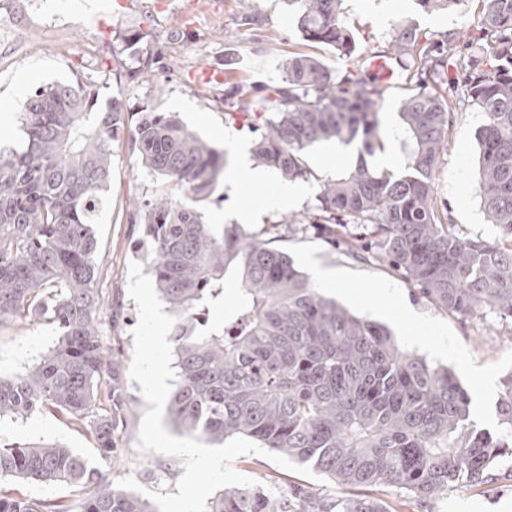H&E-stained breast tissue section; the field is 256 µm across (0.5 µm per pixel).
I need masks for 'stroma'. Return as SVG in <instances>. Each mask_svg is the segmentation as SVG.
I'll return each mask as SVG.
<instances>
[{
	"mask_svg": "<svg viewBox=\"0 0 512 512\" xmlns=\"http://www.w3.org/2000/svg\"><path fill=\"white\" fill-rule=\"evenodd\" d=\"M342 20L352 31L357 49L341 56L330 46L303 39L293 13L284 0H254L257 21L245 19L238 0H0V148L17 145L21 138V103L10 100L12 87L21 95L55 81L76 78L93 85L99 101L120 96L129 111L154 109L177 113L189 129L216 149L226 141L253 143L248 129L224 116L220 98L237 84L257 89L251 100L259 107L262 94L278 85L282 66L289 56L303 53L321 61L334 76L357 70L364 53L384 49L395 21L412 20L418 31L435 41H451L458 50H478L481 32L475 23L477 6L443 12H425L416 0H344ZM137 37L144 48L158 52L164 65L139 75V63L129 48ZM454 103L448 147L436 171V188L445 223L464 234L491 240L499 230L491 224L477 197L479 144L477 131L483 123L467 100L466 87L456 70L442 76ZM406 88L389 90V102L378 114L384 150L397 155L395 164L384 165L380 155L367 157L376 170L397 173L405 170L410 149L407 145L399 102ZM360 143L344 146L324 142L306 157L308 173L301 183L306 192L286 210L273 209L251 223L249 231L261 232L282 216L304 217L315 205L319 186L336 175L350 171L349 157L359 154ZM280 176L259 187L231 191L220 181L203 209L205 223L217 215L248 211L265 197L275 194ZM166 181L138 168L128 133H119L112 143V180L109 205L94 230L99 240L97 262L102 274L100 286L111 301L110 321L104 322L102 342L109 358L130 368L133 356L132 331L138 310L128 292L129 265L142 259L135 249L137 225L128 221L130 204L161 194H174ZM277 248L287 251L298 268L306 257L343 276L336 301L354 315L386 325L407 350L448 365L472 397V419L477 428L495 430L497 391H486L483 373L502 379L512 371V328L501 324L494 314L464 318L440 309L389 266L363 262L342 247L325 241L314 226L295 234L279 235ZM391 289L393 298L383 296ZM55 326L34 321L23 326H0V375H14L36 364L56 340ZM447 341L448 354L437 357L440 341ZM129 426L118 443L120 454L110 469L113 481L130 477L143 488L163 494L176 493L184 473L181 458L141 452L138 430L148 405L138 382L127 381ZM59 441L78 453L96 459L89 434L66 417L37 412L27 419L0 420V444ZM241 475L253 478L265 491L283 495L307 487L331 501L355 495L378 498L396 504L399 496L391 489L355 491L330 479L315 480L285 470L259 455H242L231 463ZM431 512H512V458L502 460L491 482L463 487L431 503Z\"/></svg>",
	"mask_w": 512,
	"mask_h": 512,
	"instance_id": "obj_1",
	"label": "stroma"
}]
</instances>
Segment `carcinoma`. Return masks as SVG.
Wrapping results in <instances>:
<instances>
[{"mask_svg": "<svg viewBox=\"0 0 512 512\" xmlns=\"http://www.w3.org/2000/svg\"><path fill=\"white\" fill-rule=\"evenodd\" d=\"M427 12L467 0H417ZM305 40L353 52L340 20L342 0H288ZM484 67L467 80L478 132L477 196L500 235L474 239L443 223L435 173L451 131L452 104L435 77L448 62L466 69L410 22L392 25L385 52L415 82L401 102L410 146L405 174L377 173L364 161L322 183L311 223L353 255L383 262L430 302L451 313L486 311L512 325V0H480ZM244 87L222 97L229 118L258 133L254 155L288 180L307 174L305 155L322 141L360 140L384 150L380 82L360 68L338 79L315 58L296 54L282 82L255 112ZM81 81L55 82L21 106L24 145L0 152V325L46 319L54 346L31 369L0 375V419L60 414L87 429L110 460L127 428L119 369L106 359L98 288L99 223L112 178V141L124 129L141 168L177 186L133 208L143 258L176 318L178 381L168 413L181 431L210 442L241 435L343 487H391L422 506L460 487H480L512 457V375L496 403L491 433L470 420L471 397L451 370L405 351L380 324L323 296L288 253L240 224L202 221L224 157L172 112H130L120 98L96 109ZM363 224L377 251L366 256L346 233ZM228 276L239 280L235 308L212 321ZM109 379L100 385L102 372ZM58 484L82 494L80 512H147L92 461L61 442L0 446V480ZM380 499L347 498L330 507L313 491L272 497L232 488L208 512H392ZM0 512H70L55 500L0 494Z\"/></svg>", "mask_w": 512, "mask_h": 512, "instance_id": "1", "label": "carcinoma"}]
</instances>
